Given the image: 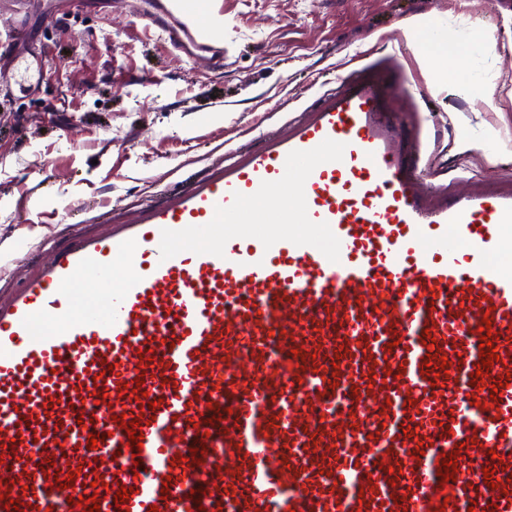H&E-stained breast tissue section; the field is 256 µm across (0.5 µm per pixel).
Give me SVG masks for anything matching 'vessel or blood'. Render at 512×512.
Returning a JSON list of instances; mask_svg holds the SVG:
<instances>
[{
	"mask_svg": "<svg viewBox=\"0 0 512 512\" xmlns=\"http://www.w3.org/2000/svg\"><path fill=\"white\" fill-rule=\"evenodd\" d=\"M135 16L223 66L212 0ZM28 33L20 14L0 35L26 95L46 71ZM407 92L352 69L261 149L101 212L105 232L0 298V512H512V271L493 265L512 188L431 192Z\"/></svg>",
	"mask_w": 512,
	"mask_h": 512,
	"instance_id": "b4317fda",
	"label": "vessel or blood"
}]
</instances>
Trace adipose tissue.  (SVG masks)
I'll use <instances>...</instances> for the list:
<instances>
[{
	"mask_svg": "<svg viewBox=\"0 0 512 512\" xmlns=\"http://www.w3.org/2000/svg\"><path fill=\"white\" fill-rule=\"evenodd\" d=\"M398 27L409 42L426 44V51L417 53L415 62L430 84L441 85L449 81L461 97L492 100L493 85L469 68L465 56L456 53L430 24L417 17H406L399 21Z\"/></svg>",
	"mask_w": 512,
	"mask_h": 512,
	"instance_id": "obj_1",
	"label": "adipose tissue"
}]
</instances>
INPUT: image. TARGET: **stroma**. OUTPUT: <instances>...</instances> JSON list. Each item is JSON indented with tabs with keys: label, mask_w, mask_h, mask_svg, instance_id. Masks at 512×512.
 <instances>
[{
	"label": "stroma",
	"mask_w": 512,
	"mask_h": 512,
	"mask_svg": "<svg viewBox=\"0 0 512 512\" xmlns=\"http://www.w3.org/2000/svg\"><path fill=\"white\" fill-rule=\"evenodd\" d=\"M223 3L230 53L216 71L172 55L142 33L132 9L111 13L103 0L54 30L32 15L29 46L49 61L38 94L22 95L11 67H0V289L51 247L97 231L98 201L110 202L113 219L129 218L183 173L206 174L225 152L252 145L256 129L299 115L319 89L384 57L408 16L444 28L462 53L472 30L492 33L495 52L470 62L495 84L493 102L429 89L412 69L414 45L388 76L408 84L403 107L421 118L449 190L461 168L488 187L512 183V0ZM468 132L475 148L449 154ZM497 138L506 152L491 166L483 153Z\"/></svg>",
	"instance_id": "stroma-1"
}]
</instances>
